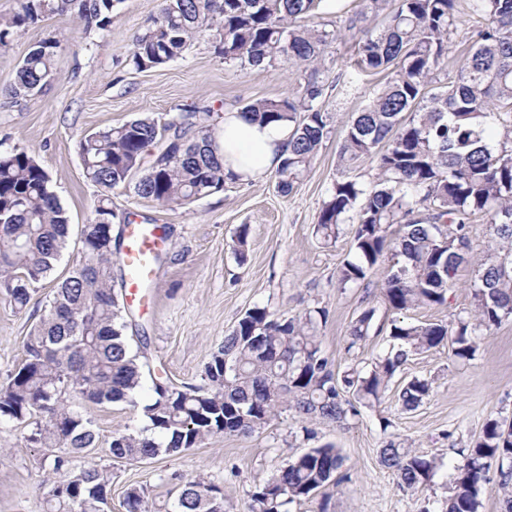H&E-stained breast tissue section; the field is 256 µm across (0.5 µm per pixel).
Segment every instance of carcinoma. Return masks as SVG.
Wrapping results in <instances>:
<instances>
[{"label": "carcinoma", "mask_w": 512, "mask_h": 512, "mask_svg": "<svg viewBox=\"0 0 512 512\" xmlns=\"http://www.w3.org/2000/svg\"><path fill=\"white\" fill-rule=\"evenodd\" d=\"M393 8L384 25L363 30L356 64L387 76L366 106L345 124L338 153L342 176L329 191L315 224L326 243L343 225H354L353 257L338 273L341 285H368L387 250L382 293L395 312L444 305L458 268L476 266L472 309L450 324L393 320V345L367 372L337 375L322 353L320 325L327 310L283 317L265 307L247 310L211 354L203 386L181 388L153 380L143 406L146 429L112 438V458L127 461L175 457L219 435L247 436L288 410L306 420L343 423L357 409L350 393L368 407L381 403L389 382L410 357L448 343L455 361L473 359L476 337L512 318V0H369ZM117 0H20L19 11L0 19V48L14 31L51 14L70 13L85 29L112 22ZM321 0H162L148 31L136 38L132 61L145 70L179 58L194 40L208 36L226 61L253 67L282 62L304 69V82L283 99L245 105L244 116L286 121L290 149L275 171L276 187L291 194L323 147L334 113L323 110L320 65L336 34L304 20ZM467 25L470 53L444 89L432 91L435 71L448 57L453 34ZM60 41L36 43L7 91L16 101L37 95L51 73ZM209 109L177 112L160 123L145 116L85 135L80 154L85 176L102 190L95 215L115 218L112 191L131 188L163 206L188 205L219 192L229 175L213 135ZM370 160L368 182L352 174ZM137 180H132L134 174ZM490 225L484 255L471 254L470 223ZM69 217L48 172L25 151L0 153V294L24 309L33 284L46 277L66 248ZM49 310L31 327L24 359L0 388V419L35 420L28 437L44 448H63L43 460L53 482L48 512H102L112 476L102 467L81 471L76 487L70 459L95 447L91 421L69 409L71 389L103 405L134 403L142 365L129 349L122 306L112 289V229L87 224ZM375 309H364L350 330L347 350L366 341ZM428 380L414 377L398 387L405 411L429 397ZM379 461L404 489L426 485L435 458L388 442ZM344 458L326 444L287 460L250 494L248 512H282L295 500L348 479ZM497 466L504 512H512V422L487 420L456 467L445 512H479L483 483ZM198 478L180 489L175 512H224V496ZM126 512H149L145 490L125 493Z\"/></svg>", "instance_id": "cac0c4a2"}]
</instances>
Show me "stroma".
<instances>
[{
	"label": "stroma",
	"mask_w": 512,
	"mask_h": 512,
	"mask_svg": "<svg viewBox=\"0 0 512 512\" xmlns=\"http://www.w3.org/2000/svg\"><path fill=\"white\" fill-rule=\"evenodd\" d=\"M162 0H118L107 29L86 30L69 16H53L19 29L0 48V152L26 151L44 167L52 189L70 216L67 246L55 270L36 284L25 310L0 298V386L23 357L31 326L45 314L53 288L77 257L82 225L95 216L101 190L89 181L78 150L86 134L122 125L147 114L165 121L184 108L208 107L216 113L241 110L258 99L291 95L300 80L295 67H240L215 54L200 38L183 55L163 66L139 70L129 62L136 37L144 34ZM336 0H322L316 23L336 30L323 69L325 108L339 111L317 158L296 189L281 195L268 173L248 181L228 180L222 191L184 207H164L133 192L112 193V285L123 293L128 222L158 224L165 247L157 261L149 312L124 303L125 334L131 351L144 366L143 386L134 403L93 405L69 391L71 410L88 418L96 446L75 456L71 473L89 466L112 473L107 512H126L127 488L143 487L150 512H174L182 481L201 476L224 493V512H247L249 496L284 461L306 450L332 444L344 457L351 479L327 486L314 497L287 504V512H443L461 448L470 445L487 419L512 420V319L487 336L478 337L473 359L454 361L447 346L410 357L398 380L429 379L433 389L416 410L404 411L396 388L374 407L342 425L305 421L282 413L248 436L219 435L178 457L160 456L140 462L112 461L108 449L114 435L139 432L147 425L143 405L152 397V381L160 377L178 386L203 385L212 352L247 309L265 307L293 317L322 307L328 312L320 330L321 347L333 370L369 368L389 346L387 334H374L355 351H347L353 322L374 308L375 324L389 325L393 314L381 293L384 266H377L369 287H341L338 272L352 256V225L335 243L324 244L314 226L332 184L341 173L338 150L343 120L359 112L385 82L382 74L365 75L353 67L357 31L339 23ZM54 36L61 47L41 92L12 102L5 93L31 46ZM352 84L344 102L337 85ZM249 230L245 261H238L233 238L239 227ZM472 266H462L444 305L408 311L413 320L448 323L471 307ZM30 425L0 422V512H46L51 489L41 467L45 448L30 441ZM407 441L434 457L437 469L425 486L405 490L379 462L388 441Z\"/></svg>",
	"instance_id": "stroma-1"
}]
</instances>
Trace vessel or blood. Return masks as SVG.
<instances>
[{"label":"vessel or blood","instance_id":"1","mask_svg":"<svg viewBox=\"0 0 512 512\" xmlns=\"http://www.w3.org/2000/svg\"><path fill=\"white\" fill-rule=\"evenodd\" d=\"M162 241L163 236L158 225H130L124 262L131 296H147L154 283L155 266Z\"/></svg>","mask_w":512,"mask_h":512}]
</instances>
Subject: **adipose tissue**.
<instances>
[{
    "label": "adipose tissue",
    "mask_w": 512,
    "mask_h": 512,
    "mask_svg": "<svg viewBox=\"0 0 512 512\" xmlns=\"http://www.w3.org/2000/svg\"><path fill=\"white\" fill-rule=\"evenodd\" d=\"M287 122H253L240 112L225 113L216 137L224 154V171L240 180H250L274 171L288 154Z\"/></svg>",
    "instance_id": "adipose-tissue-1"
}]
</instances>
